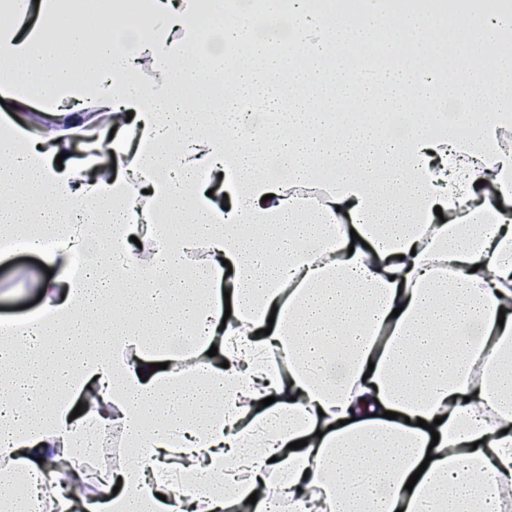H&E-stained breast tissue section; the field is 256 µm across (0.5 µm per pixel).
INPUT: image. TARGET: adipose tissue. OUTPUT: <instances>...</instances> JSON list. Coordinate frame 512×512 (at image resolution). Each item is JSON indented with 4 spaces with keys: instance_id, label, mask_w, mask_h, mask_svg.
Instances as JSON below:
<instances>
[{
    "instance_id": "obj_1",
    "label": "adipose tissue",
    "mask_w": 512,
    "mask_h": 512,
    "mask_svg": "<svg viewBox=\"0 0 512 512\" xmlns=\"http://www.w3.org/2000/svg\"><path fill=\"white\" fill-rule=\"evenodd\" d=\"M76 6L93 0H0V98L44 118L35 136L0 123V237L53 244L39 308L0 326V512H498L512 496V59L480 43L512 12L422 0L403 64L353 67L343 51L387 0L356 16L137 0L150 36L123 42L110 13L65 29ZM447 12L453 54L431 36ZM448 95L469 102L467 126L432 106ZM254 97L264 112H243ZM413 102L399 136L360 117ZM112 430L136 463L91 469Z\"/></svg>"
}]
</instances>
